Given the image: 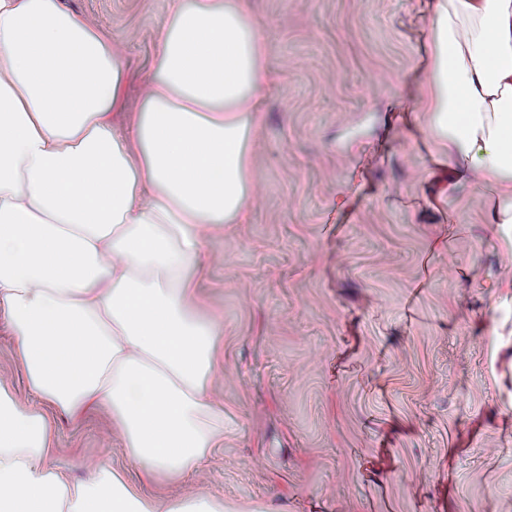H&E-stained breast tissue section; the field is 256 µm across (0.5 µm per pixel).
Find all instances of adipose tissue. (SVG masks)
Instances as JSON below:
<instances>
[{
    "label": "adipose tissue",
    "mask_w": 512,
    "mask_h": 512,
    "mask_svg": "<svg viewBox=\"0 0 512 512\" xmlns=\"http://www.w3.org/2000/svg\"><path fill=\"white\" fill-rule=\"evenodd\" d=\"M423 76L408 119L449 187L479 190L512 266V0H417ZM124 52L59 0H0V314L28 390L102 411L159 494L107 464L82 482L0 376V512H229L169 486L224 445L221 332L197 293L207 243L249 221L273 79L249 0H172L143 92Z\"/></svg>",
    "instance_id": "1"
}]
</instances>
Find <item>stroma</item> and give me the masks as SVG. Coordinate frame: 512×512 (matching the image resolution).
Wrapping results in <instances>:
<instances>
[{
    "instance_id": "1",
    "label": "stroma",
    "mask_w": 512,
    "mask_h": 512,
    "mask_svg": "<svg viewBox=\"0 0 512 512\" xmlns=\"http://www.w3.org/2000/svg\"><path fill=\"white\" fill-rule=\"evenodd\" d=\"M125 52L143 89L169 0H60ZM274 79L258 199L225 225L202 303L223 328L224 445L174 486L269 512H512V283L482 195L441 186L393 117L413 89L408 0H251ZM52 429L48 463H100L146 494L107 417L41 406L0 315V373Z\"/></svg>"
}]
</instances>
